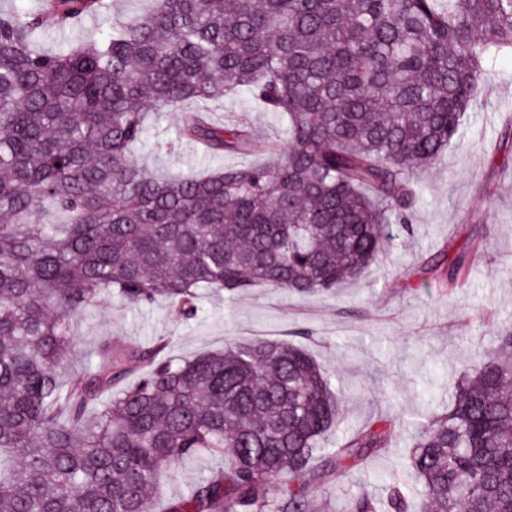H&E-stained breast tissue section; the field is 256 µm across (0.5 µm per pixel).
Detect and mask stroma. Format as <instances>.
<instances>
[{"mask_svg": "<svg viewBox=\"0 0 512 512\" xmlns=\"http://www.w3.org/2000/svg\"><path fill=\"white\" fill-rule=\"evenodd\" d=\"M490 70L441 162L416 174L422 198L411 216L414 232L391 241L381 268L334 295L256 287L231 299L210 292L201 317L188 323L167 303L132 310L108 296L74 323L76 355L111 335L138 343L168 337L165 355L176 360L240 340L298 343L341 382L338 435L380 414L397 418L393 447L328 489L330 512H345L358 487L381 484L407 464L415 424L446 409L456 379L512 328V133L503 121L512 110V54L499 56ZM209 109L224 124H248L257 138L281 136L279 114L248 97ZM179 124V113L166 112L150 125L136 152L149 171L197 174L235 164V157L206 156L180 138ZM458 258L466 274L451 289L443 279Z\"/></svg>", "mask_w": 512, "mask_h": 512, "instance_id": "stroma-1", "label": "stroma"}]
</instances>
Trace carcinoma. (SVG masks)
<instances>
[{"instance_id":"obj_1","label":"carcinoma","mask_w":512,"mask_h":512,"mask_svg":"<svg viewBox=\"0 0 512 512\" xmlns=\"http://www.w3.org/2000/svg\"><path fill=\"white\" fill-rule=\"evenodd\" d=\"M107 10L0 13V512H155L202 453L224 467L166 512H309L390 447L392 418L330 440L341 394L291 341L174 360L165 337L107 336L75 369L71 324L105 295L167 300L189 322L203 288L324 294L362 278L389 224L409 231L413 177L441 161L485 63L512 53V0H153L38 48ZM242 94L281 116L284 143L191 113L183 135L237 164L158 175L133 156L152 118ZM349 509L512 512L511 330L416 426L408 467ZM104 25L102 20L92 18L63 31H50L40 40V48L45 51H53L62 45L99 36Z\"/></svg>"}]
</instances>
